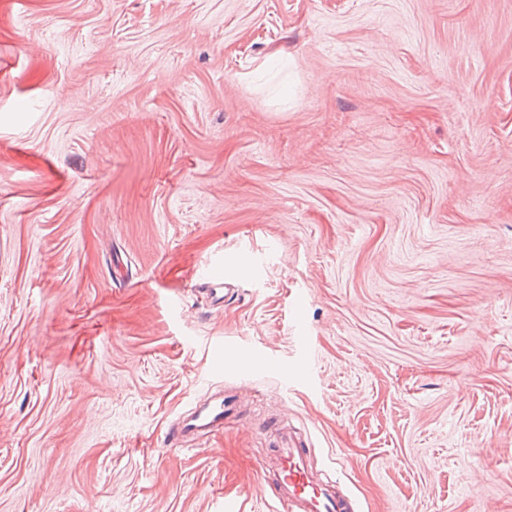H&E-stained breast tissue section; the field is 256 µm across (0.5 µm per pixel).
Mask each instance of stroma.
<instances>
[{"instance_id": "obj_1", "label": "stroma", "mask_w": 512, "mask_h": 512, "mask_svg": "<svg viewBox=\"0 0 512 512\" xmlns=\"http://www.w3.org/2000/svg\"><path fill=\"white\" fill-rule=\"evenodd\" d=\"M283 426L512 512V0H0V512H274ZM224 422V400L211 403L205 407L195 408L194 412L184 420L180 434L192 433L199 436L214 431Z\"/></svg>"}]
</instances>
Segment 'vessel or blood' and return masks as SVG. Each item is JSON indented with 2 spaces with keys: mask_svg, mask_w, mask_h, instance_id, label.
<instances>
[{
  "mask_svg": "<svg viewBox=\"0 0 512 512\" xmlns=\"http://www.w3.org/2000/svg\"><path fill=\"white\" fill-rule=\"evenodd\" d=\"M224 422V406L211 403L194 410L184 420L182 433L203 435ZM309 450L296 441L281 440L275 470L263 472V480L272 481L279 503L289 512H349L347 502L324 482L316 481L308 469Z\"/></svg>",
  "mask_w": 512,
  "mask_h": 512,
  "instance_id": "vessel-or-blood-1",
  "label": "vessel or blood"
}]
</instances>
